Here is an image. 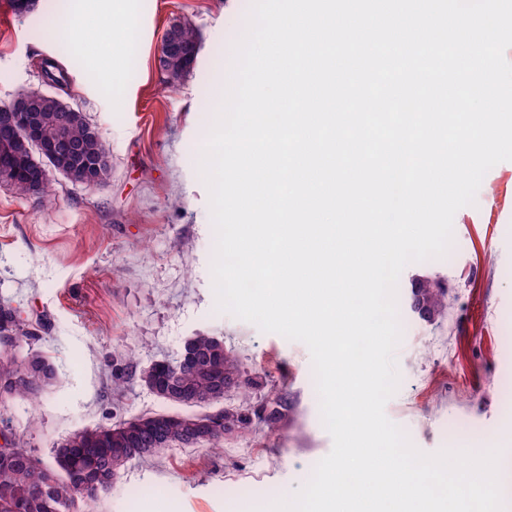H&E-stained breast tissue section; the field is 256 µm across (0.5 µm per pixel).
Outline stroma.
Segmentation results:
<instances>
[{
    "mask_svg": "<svg viewBox=\"0 0 512 512\" xmlns=\"http://www.w3.org/2000/svg\"><path fill=\"white\" fill-rule=\"evenodd\" d=\"M251 0H112L109 27L90 25L102 64L58 35L102 0H35L25 13L0 0V105L42 89L39 62L53 57L69 81L58 95L82 110L110 145L101 187L49 179L46 207L0 184V301L44 323L38 347L57 379L38 414L23 399L0 402V422L41 454L67 434L169 404L135 376L113 389L125 364L136 373L171 358L198 333L223 339L262 395L287 393L292 408L276 431L226 437L219 453L169 448L127 465L100 512H265L293 496L332 449L308 347L219 311L212 264L215 229L200 162L221 105L234 44ZM187 20L200 49L190 74L166 87L157 67L163 34ZM449 287L445 318L409 307L414 278ZM399 385L385 415L421 452L498 450L506 512H512V161L484 176L476 202L457 211L441 259L416 262L397 286ZM133 361H125L126 351Z\"/></svg>",
    "mask_w": 512,
    "mask_h": 512,
    "instance_id": "1",
    "label": "stroma"
}]
</instances>
